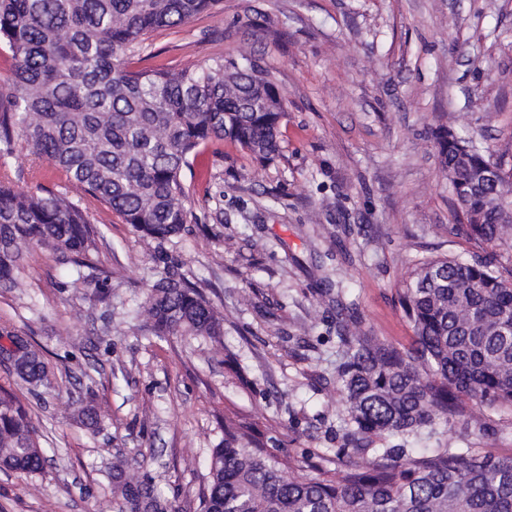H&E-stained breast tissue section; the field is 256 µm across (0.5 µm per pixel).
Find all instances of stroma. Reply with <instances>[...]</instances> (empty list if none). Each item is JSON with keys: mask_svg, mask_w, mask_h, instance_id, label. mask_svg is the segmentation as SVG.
<instances>
[{"mask_svg": "<svg viewBox=\"0 0 512 512\" xmlns=\"http://www.w3.org/2000/svg\"><path fill=\"white\" fill-rule=\"evenodd\" d=\"M219 55L270 71L288 111L282 152L262 166L229 142L202 145L182 171L192 221L165 243L83 195L106 287L45 246L23 261L25 289L0 288V326L37 341L54 368L34 395L0 365L48 459L33 476L0 470V512H113L118 454L179 512H201L231 406L276 454L334 455L339 304L355 306L351 335L408 345L403 277L466 247L448 233L436 132L451 125L512 155V0H221L154 32L135 66ZM3 173L26 191L68 189L20 139L0 154ZM164 270L197 284L224 319L222 343L141 334L133 311ZM89 399L107 418L98 433L75 415ZM441 440L510 457L512 408L449 424Z\"/></svg>", "mask_w": 512, "mask_h": 512, "instance_id": "1", "label": "stroma"}]
</instances>
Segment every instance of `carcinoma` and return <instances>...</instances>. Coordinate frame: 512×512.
Wrapping results in <instances>:
<instances>
[{"label":"carcinoma","instance_id":"1","mask_svg":"<svg viewBox=\"0 0 512 512\" xmlns=\"http://www.w3.org/2000/svg\"><path fill=\"white\" fill-rule=\"evenodd\" d=\"M220 0H0V41L14 69L0 85V153L17 139L49 159L70 188L105 203L158 242L189 223L182 168L198 147L226 140L262 165L281 152L283 99L260 65L222 55L179 70H133L128 58L150 35L183 26ZM448 170L457 223L448 233L491 254L418 262L400 302L413 330L402 348L338 330L344 361L335 457L282 458L254 425L224 414V440L211 450L202 512H512V456L469 448H408L473 408H512V223L503 183L487 178L496 155L471 135L443 126L435 136ZM97 231L66 193L24 192L0 178V287L17 288L25 253L44 244L73 256L99 285L107 271L87 258ZM140 314L151 336L217 339L224 325L195 288L160 277ZM19 353L15 374L36 389L51 383L41 351L0 331ZM469 400L472 407L463 404ZM398 438L401 443L372 447ZM26 408L0 389V466L26 474L44 467ZM114 512H169L171 502L112 463Z\"/></svg>","mask_w":512,"mask_h":512}]
</instances>
